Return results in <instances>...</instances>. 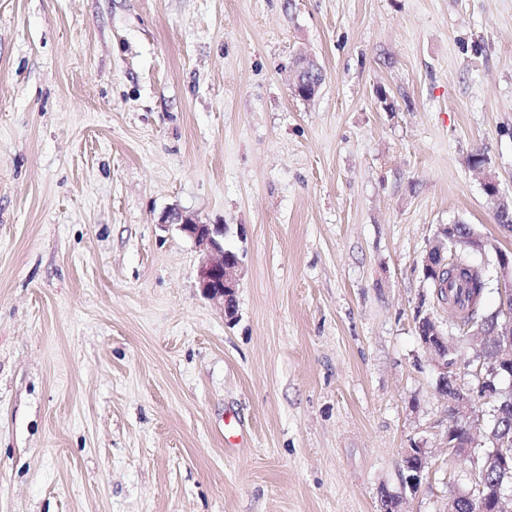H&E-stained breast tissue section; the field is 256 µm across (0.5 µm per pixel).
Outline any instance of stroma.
Masks as SVG:
<instances>
[{"mask_svg":"<svg viewBox=\"0 0 512 512\" xmlns=\"http://www.w3.org/2000/svg\"><path fill=\"white\" fill-rule=\"evenodd\" d=\"M478 152L512 196V0H0V512H448L415 321L472 359L445 224L500 305ZM173 208L243 253L234 322ZM324 72L317 61L307 55H299L293 65V94L303 101H310L319 92ZM456 225H443L438 229L422 260L424 280L438 281L447 263L443 259V254L447 252L449 245L454 248L464 244L479 250L492 248V242L476 233L470 225H466L462 231H457ZM429 451L423 444L416 445L414 448H405L402 453V462L405 475L403 477L404 486L414 491L421 482L422 474L428 465Z\"/></svg>","mask_w":512,"mask_h":512,"instance_id":"35a3bbf8","label":"stroma"}]
</instances>
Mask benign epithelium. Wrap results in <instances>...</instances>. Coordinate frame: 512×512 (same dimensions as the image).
Listing matches in <instances>:
<instances>
[{"mask_svg": "<svg viewBox=\"0 0 512 512\" xmlns=\"http://www.w3.org/2000/svg\"><path fill=\"white\" fill-rule=\"evenodd\" d=\"M324 72L317 61L307 55H300L293 65V94L303 101L313 99L319 92ZM487 194L498 199L497 219L503 222V228L512 232L508 221L512 220V198L500 193L498 183L489 177L484 182ZM171 225L190 238L201 253L198 270V288L201 295L222 305L224 317L233 320L236 317V293L244 271L243 259L224 246V225L204 224L196 218L172 209L161 221V226ZM467 245L483 250L494 247L491 241L476 233L473 227L466 226L458 231L456 225L441 226L430 243L422 260L423 278L437 281L445 269L443 254L448 246ZM498 266L502 278L501 323L488 328L479 326L468 336L479 340L476 353L467 365L464 373L470 375L473 384L467 388L458 383L459 373L453 359L444 356L449 349L447 332L433 315L418 317L416 331L421 344L434 354V366L438 371L437 391L448 401V448L453 456L460 460L475 458V433L481 417L483 402L495 401L502 394L498 387L500 379L507 378L512 372V254L496 250ZM493 336L495 352L487 356L485 337ZM493 451L480 461L473 471V488L463 493L474 502L477 512H512V493L502 491L493 500H487L483 494V482L487 473L494 469L505 474L512 472V437L489 435ZM429 451L419 444L406 448L402 453L405 475L403 484L414 491L421 482L422 474L428 465Z\"/></svg>", "mask_w": 512, "mask_h": 512, "instance_id": "obj_1", "label": "benign epithelium"}]
</instances>
